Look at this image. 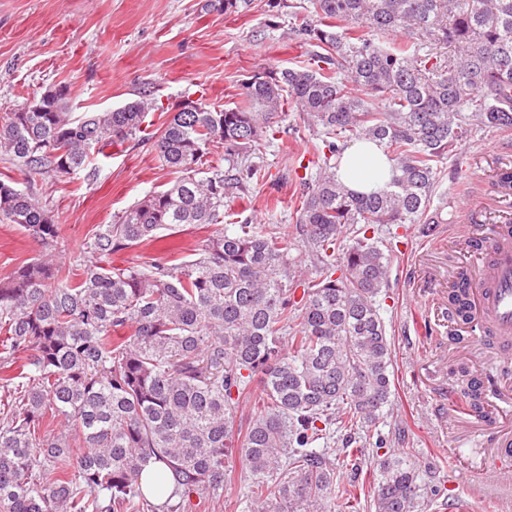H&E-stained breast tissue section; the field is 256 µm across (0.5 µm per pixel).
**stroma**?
Returning <instances> with one entry per match:
<instances>
[{"label": "stroma", "instance_id": "stroma-1", "mask_svg": "<svg viewBox=\"0 0 512 512\" xmlns=\"http://www.w3.org/2000/svg\"><path fill=\"white\" fill-rule=\"evenodd\" d=\"M206 0H0V113L11 112L64 85L72 112H105L140 97L152 99L147 116L160 126L186 98L218 108L242 105L239 86L263 68L306 64L308 49L288 36L290 19L269 21V0L227 14ZM288 132L265 147L271 180L231 199L236 219L263 227L294 224L301 186L300 163L313 160L315 141L297 112ZM512 160V128L473 135L443 164L439 194L448 206L444 223L384 227L382 238L398 246L389 299L384 304L393 361L390 411L404 427V447L414 449L422 473L467 499L475 512H512V483L490 480L476 493L471 468L496 457L473 428L448 421V394L457 391V364L473 373L512 376V356L489 346L467 348L449 339L448 289L467 242L458 227L493 217L490 196L497 175ZM178 178L151 144L127 142L92 154L84 168L64 180L30 177L0 158V180L33 188L47 202L59 227L66 260H84L82 245L98 224L115 222L148 193ZM216 225H188L162 232L154 242L111 257L116 266L182 257L219 234ZM39 246L13 224L0 223V280L38 256Z\"/></svg>", "mask_w": 512, "mask_h": 512}]
</instances>
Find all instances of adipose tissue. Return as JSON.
<instances>
[{"instance_id": "obj_1", "label": "adipose tissue", "mask_w": 512, "mask_h": 512, "mask_svg": "<svg viewBox=\"0 0 512 512\" xmlns=\"http://www.w3.org/2000/svg\"><path fill=\"white\" fill-rule=\"evenodd\" d=\"M336 174L351 191L370 194L386 186L391 165L379 145L357 141L345 148Z\"/></svg>"}]
</instances>
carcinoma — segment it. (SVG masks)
Listing matches in <instances>:
<instances>
[{
    "instance_id": "cac0c4a2",
    "label": "carcinoma",
    "mask_w": 512,
    "mask_h": 512,
    "mask_svg": "<svg viewBox=\"0 0 512 512\" xmlns=\"http://www.w3.org/2000/svg\"><path fill=\"white\" fill-rule=\"evenodd\" d=\"M304 67L263 69L242 83L243 108L197 102L152 135L141 98L69 111L59 86L0 114V154L61 180L91 152L150 142L182 173L83 244L78 275L57 262L54 214L37 194L0 180V223L41 250L0 283V512H194L224 504L228 451L249 477L239 512H331L358 501L369 461L374 512L436 501L414 451L399 447L391 406V343L381 314L392 243L387 224H440V165L478 129L512 128V0H288ZM406 33L409 38L386 41ZM453 53L443 59L436 49ZM293 104L317 140L301 178L296 224H226V200L267 178L263 138L285 132ZM383 146L392 178L378 193L336 178L354 140ZM222 146L227 168L203 170ZM224 232L177 260L106 266L105 258L183 225ZM301 243L307 276L288 252ZM458 272L448 309L468 320ZM462 402L491 421L484 382L454 369ZM261 391L252 399V387ZM58 431L43 437L45 421ZM376 428L373 438L363 435ZM154 469L149 491L143 472Z\"/></svg>"
}]
</instances>
